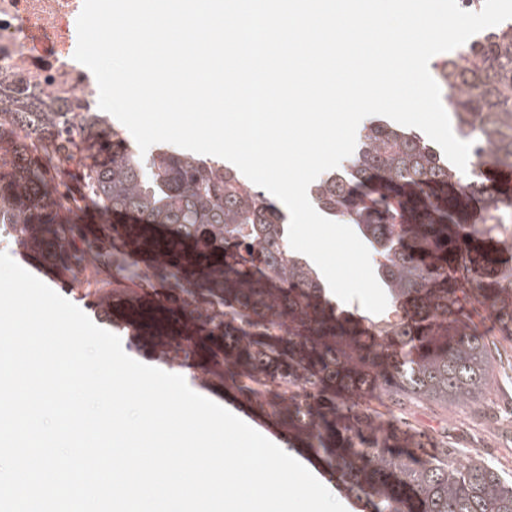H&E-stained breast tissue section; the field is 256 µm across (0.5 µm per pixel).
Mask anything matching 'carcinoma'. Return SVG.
Here are the masks:
<instances>
[{
  "mask_svg": "<svg viewBox=\"0 0 512 512\" xmlns=\"http://www.w3.org/2000/svg\"><path fill=\"white\" fill-rule=\"evenodd\" d=\"M441 98L477 159L463 180L419 133L367 127L348 165L311 189L315 204L355 225L375 245L378 273L394 319L354 320L335 307L317 272L288 243L277 203L233 168L159 149L148 155L114 142L100 112L82 116L83 138H69L68 104L52 106L21 91L0 115L25 140L0 153V229L33 252L55 246L71 275L127 249V238L160 227L173 246H188L206 289L180 298L212 340L213 367L266 415L321 458L346 496L369 512H512V483L477 459L422 448L380 416L344 398L379 391L392 403L475 404L492 379L489 337L471 328L480 304L512 336V266L490 261L488 243L511 246L506 190L481 172L483 156L512 160V24L457 48L438 72ZM75 167L74 191L57 195L47 173ZM106 216H129L139 229L120 234L72 223L82 200ZM479 202L485 222L471 224ZM459 242L448 258V235ZM154 274L179 287L185 264L158 261Z\"/></svg>",
  "mask_w": 512,
  "mask_h": 512,
  "instance_id": "cac0c4a2",
  "label": "carcinoma"
}]
</instances>
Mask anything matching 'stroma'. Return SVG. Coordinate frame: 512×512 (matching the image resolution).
I'll return each instance as SVG.
<instances>
[{
  "label": "stroma",
  "mask_w": 512,
  "mask_h": 512,
  "mask_svg": "<svg viewBox=\"0 0 512 512\" xmlns=\"http://www.w3.org/2000/svg\"><path fill=\"white\" fill-rule=\"evenodd\" d=\"M116 263L123 275L118 285L127 298L112 302L109 310H102L95 289L75 288L65 297L78 306L96 325L116 335L124 351L135 360L160 368L169 353L172 319L167 299L172 288L138 294L137 289L151 274L145 258L131 251L122 252ZM473 321L490 337L499 338L501 357L493 368L488 392L479 406L471 410L440 408L429 404H409L388 410L386 401L372 392H361L350 397L357 408L378 412H392L405 418L426 442L427 453H436L443 445L460 449L464 456L476 458L496 468L512 480V339L499 337L484 308H477Z\"/></svg>",
  "instance_id": "obj_1"
}]
</instances>
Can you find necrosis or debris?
<instances>
[{"mask_svg": "<svg viewBox=\"0 0 512 512\" xmlns=\"http://www.w3.org/2000/svg\"><path fill=\"white\" fill-rule=\"evenodd\" d=\"M84 0H0V98L32 88L49 100L98 107L92 72L78 62L77 19Z\"/></svg>", "mask_w": 512, "mask_h": 512, "instance_id": "obj_1", "label": "necrosis or debris"}]
</instances>
